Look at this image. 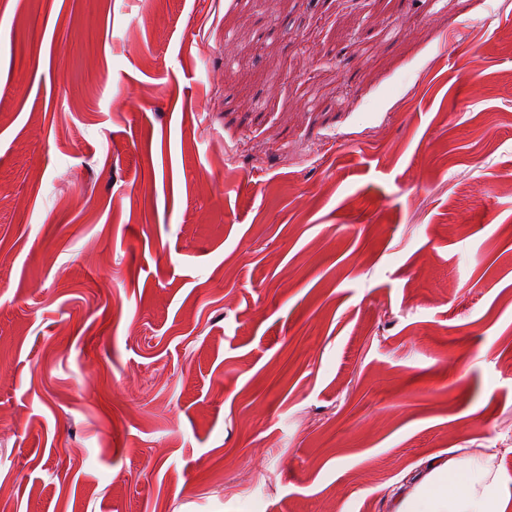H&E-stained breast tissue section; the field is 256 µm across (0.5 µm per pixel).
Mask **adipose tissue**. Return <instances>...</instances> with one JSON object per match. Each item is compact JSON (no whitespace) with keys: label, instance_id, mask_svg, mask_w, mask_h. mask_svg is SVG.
Wrapping results in <instances>:
<instances>
[{"label":"adipose tissue","instance_id":"1","mask_svg":"<svg viewBox=\"0 0 512 512\" xmlns=\"http://www.w3.org/2000/svg\"><path fill=\"white\" fill-rule=\"evenodd\" d=\"M494 456L477 448L467 457H452L433 466L394 512H501L502 488Z\"/></svg>","mask_w":512,"mask_h":512}]
</instances>
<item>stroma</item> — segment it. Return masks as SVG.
Returning <instances> with one entry per match:
<instances>
[{
    "label": "stroma",
    "mask_w": 512,
    "mask_h": 512,
    "mask_svg": "<svg viewBox=\"0 0 512 512\" xmlns=\"http://www.w3.org/2000/svg\"><path fill=\"white\" fill-rule=\"evenodd\" d=\"M512 512V0H0V502ZM491 448L452 457L433 466L394 512H501L502 488L493 468Z\"/></svg>",
    "instance_id": "obj_1"
}]
</instances>
